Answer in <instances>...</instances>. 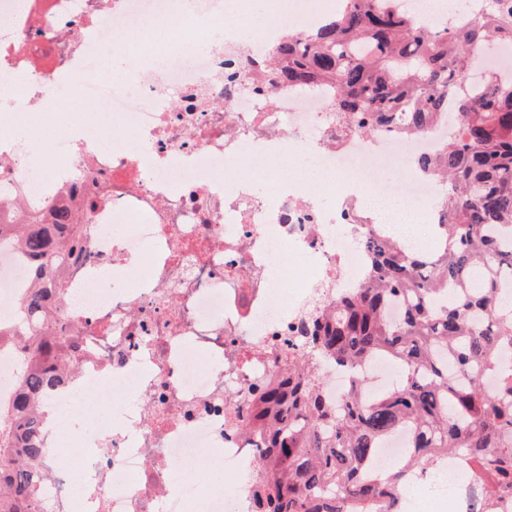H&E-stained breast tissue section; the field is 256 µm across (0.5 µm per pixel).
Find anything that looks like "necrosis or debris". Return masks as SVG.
Wrapping results in <instances>:
<instances>
[{
	"mask_svg": "<svg viewBox=\"0 0 512 512\" xmlns=\"http://www.w3.org/2000/svg\"><path fill=\"white\" fill-rule=\"evenodd\" d=\"M252 0H0V75L25 74L0 95V122L26 107L29 129L0 133V224L61 200L82 203L87 249L69 263L60 294L80 300L64 340H77L75 373L39 403L43 445L66 458L47 469L51 512H253L260 442L234 428L256 383L277 373V344L318 299L360 287L368 257L353 245L376 222L349 185L376 184L401 160L439 150L452 115L423 133L377 127L372 138L336 134L331 98L271 89L267 49L304 34L341 0H276L252 30ZM234 17L235 26L224 24ZM151 20L129 82L104 76L103 53L124 54L127 33ZM210 33L184 48L186 30ZM109 109L71 123L45 111L58 86ZM44 152L33 162L29 131ZM293 155L327 179L269 182L256 200L252 174ZM384 201L424 214L410 241L432 243L436 190L412 168ZM31 260L0 252V322L30 291ZM214 460L224 482L204 486ZM467 470L447 461L403 490L404 512H469Z\"/></svg>",
	"mask_w": 512,
	"mask_h": 512,
	"instance_id": "1",
	"label": "necrosis or debris"
}]
</instances>
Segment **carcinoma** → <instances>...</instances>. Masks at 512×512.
Returning <instances> with one entry per match:
<instances>
[{
  "instance_id": "cac0c4a2",
  "label": "carcinoma",
  "mask_w": 512,
  "mask_h": 512,
  "mask_svg": "<svg viewBox=\"0 0 512 512\" xmlns=\"http://www.w3.org/2000/svg\"><path fill=\"white\" fill-rule=\"evenodd\" d=\"M399 0H348L322 26L268 50L274 88H331L345 132L401 123L420 132L454 101L458 123L436 154H420V174L448 184L435 210L438 239L411 249L380 231L357 240L368 280L311 308L300 344L282 372L262 382L240 427L263 441L253 495L256 512H395L408 471L443 459L462 461L487 489L479 504L512 492V373L488 390L483 378L512 345V78L490 76L480 93L467 74L474 53L512 44V11L488 0L486 16L466 27L424 28ZM14 232L38 259V288L15 307L23 336L20 390L0 402V512H41L38 485L46 449L35 399L63 382L59 364L76 349L61 341L65 317L50 278L85 247L78 210L57 207L52 223L0 224V248ZM406 306L394 320L392 300ZM401 366L394 388L366 402L357 366L375 358ZM354 378L344 407L323 395L325 373ZM409 431V458L379 478L366 475L390 434Z\"/></svg>"
}]
</instances>
